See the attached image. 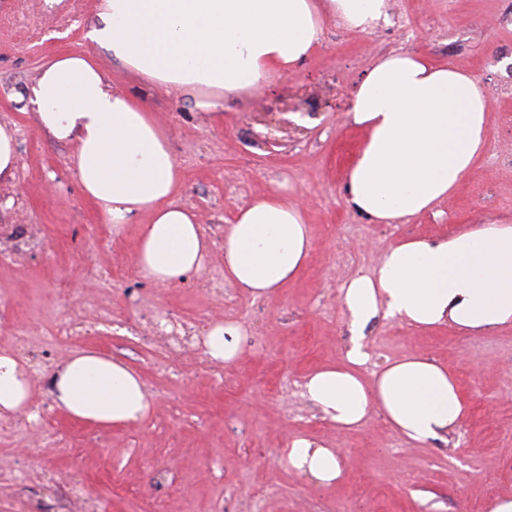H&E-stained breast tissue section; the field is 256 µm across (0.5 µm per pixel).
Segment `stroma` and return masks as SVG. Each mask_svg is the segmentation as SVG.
I'll return each instance as SVG.
<instances>
[{
  "label": "stroma",
  "mask_w": 512,
  "mask_h": 512,
  "mask_svg": "<svg viewBox=\"0 0 512 512\" xmlns=\"http://www.w3.org/2000/svg\"><path fill=\"white\" fill-rule=\"evenodd\" d=\"M97 0H0V124L16 132L18 166L0 183V349L16 352L33 387L27 413L0 420V512H67L82 485L92 512H485L512 495V328L461 336L377 318L367 329L371 377L385 361L422 353L447 364L470 400L447 441L417 444L381 412L359 429L324 421L301 396L320 364L350 340L340 289L372 273L392 243L512 221V0H390L389 21L369 33L328 25L314 55L265 91L228 103L223 121L133 78L85 34ZM403 48L465 67L490 89L487 146L464 184L401 224H374L342 191L362 136L348 120L353 91L372 60ZM65 53L94 54L113 82L140 97L170 133L183 180L178 202L197 213L214 243L202 270L171 286L134 265L138 224L112 228L81 192L72 147L40 129L28 91L41 67ZM282 144L267 151L261 138ZM280 192L301 203L313 239L298 279L253 298L224 281V227L255 196ZM22 260L7 259L14 247ZM86 322L55 333L61 313ZM204 328L220 319L247 334L239 357L196 373L198 355L145 345L155 315ZM40 323L25 346L17 330ZM94 349L144 381L148 414L100 428L66 416L49 394L58 364ZM296 435L339 449L348 461L332 488L286 466Z\"/></svg>",
  "instance_id": "35a3bbf8"
}]
</instances>
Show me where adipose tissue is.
Returning <instances> with one entry per match:
<instances>
[{
	"label": "adipose tissue",
	"mask_w": 512,
	"mask_h": 512,
	"mask_svg": "<svg viewBox=\"0 0 512 512\" xmlns=\"http://www.w3.org/2000/svg\"><path fill=\"white\" fill-rule=\"evenodd\" d=\"M388 0H99L86 37L130 75L219 117L225 101L255 94L295 72L334 23L368 33ZM489 88L467 70L404 50L376 57L360 80L348 118L362 133L346 168L348 206L374 224H399L432 209L469 177L487 144ZM40 127L72 145L83 194L107 223L147 216L135 266L170 286L201 269L210 245L194 212L175 205L181 180L167 130L140 99L117 88L92 55L68 54L42 67L30 88ZM313 241L303 209L272 191L258 195L224 229V276L262 298L304 268ZM351 343L340 362L308 374L303 397L337 428L360 427L372 411L417 443L447 440L467 412L448 368L411 354L371 379L365 330L378 316L417 329L449 325L474 334L512 326V225L490 221L447 238L388 246L372 274L340 290ZM242 326L216 320L204 332L211 360L239 355ZM31 375L0 351V418L25 413ZM55 405L102 427L142 420L150 401L123 362L82 351L50 382ZM288 468L329 487L341 482V453L306 436L282 451Z\"/></svg>",
	"instance_id": "obj_1"
}]
</instances>
